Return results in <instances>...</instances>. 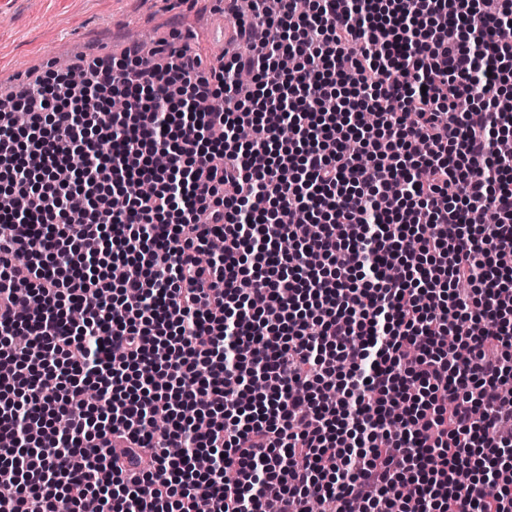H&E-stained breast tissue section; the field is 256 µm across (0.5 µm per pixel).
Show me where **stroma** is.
<instances>
[{"instance_id":"stroma-1","label":"stroma","mask_w":512,"mask_h":512,"mask_svg":"<svg viewBox=\"0 0 512 512\" xmlns=\"http://www.w3.org/2000/svg\"><path fill=\"white\" fill-rule=\"evenodd\" d=\"M224 13L222 0H0V98L19 91L15 76L37 78L59 54H121L131 34L152 41L190 26L207 32Z\"/></svg>"}]
</instances>
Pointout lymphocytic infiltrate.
I'll return each instance as SVG.
<instances>
[{
    "label": "lymphocytic infiltrate",
    "instance_id": "f902f5d3",
    "mask_svg": "<svg viewBox=\"0 0 512 512\" xmlns=\"http://www.w3.org/2000/svg\"><path fill=\"white\" fill-rule=\"evenodd\" d=\"M227 11L0 101V512H512V0Z\"/></svg>",
    "mask_w": 512,
    "mask_h": 512
}]
</instances>
